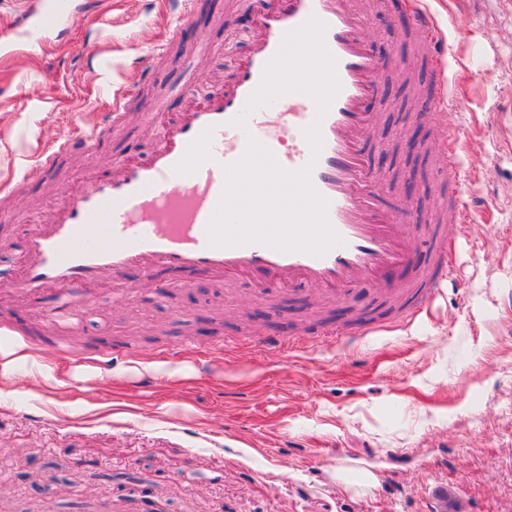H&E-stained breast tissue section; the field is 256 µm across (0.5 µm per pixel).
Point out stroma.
I'll list each match as a JSON object with an SVG mask.
<instances>
[{"label":"stroma","instance_id":"1","mask_svg":"<svg viewBox=\"0 0 512 512\" xmlns=\"http://www.w3.org/2000/svg\"><path fill=\"white\" fill-rule=\"evenodd\" d=\"M57 31L0 56V316L41 328L50 297L19 301L9 290L31 225L50 223L65 176L110 172L114 156L146 159L153 120L230 84L249 49L259 0H195L193 23L210 49L191 55L168 39L174 0H71ZM364 35L392 59L366 146L374 175L414 225L411 267L389 292L350 284L336 299L305 285L267 292L250 280L159 272L130 303L112 304V280L71 334L73 353L132 342L134 358L69 388L0 396V512H512V0H432L455 57L463 105L431 117L434 74L421 37L395 21V0H364ZM137 89L120 129L114 91ZM458 127L475 218L457 245V277L419 316L399 306L432 266L429 218L442 202L437 124ZM99 128L101 148L48 175L41 155L77 131ZM425 147L408 149L410 134ZM348 318L373 319L374 335L319 343ZM315 340L312 351L270 349L165 361L143 388L140 369L161 346L208 347L242 329ZM378 477L358 492L363 470Z\"/></svg>","mask_w":512,"mask_h":512}]
</instances>
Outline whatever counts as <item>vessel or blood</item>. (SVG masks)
Instances as JSON below:
<instances>
[{"mask_svg":"<svg viewBox=\"0 0 512 512\" xmlns=\"http://www.w3.org/2000/svg\"><path fill=\"white\" fill-rule=\"evenodd\" d=\"M408 6L436 77L430 104L439 113L457 110L447 89L448 38L424 0ZM364 25L355 0H273L257 12L233 82L177 123L159 124L147 160L123 159L111 174L62 185L54 223L31 227L13 293H51L49 318L73 329L91 304L88 286L133 269L332 294L360 277L382 287L386 270L411 263L412 254L409 228L397 208L382 207L364 154L375 119L366 103L386 67L368 49ZM439 131L447 174L437 191L455 232L437 241L419 304L453 276L457 241L472 222L460 136L452 126ZM101 140L90 130L55 146L41 165L59 170ZM228 344L287 353L299 342L254 334L211 348Z\"/></svg>","mask_w":512,"mask_h":512,"instance_id":"obj_1","label":"vessel or blood"}]
</instances>
